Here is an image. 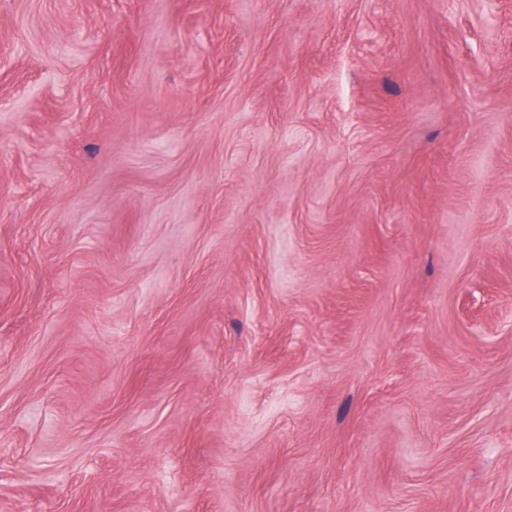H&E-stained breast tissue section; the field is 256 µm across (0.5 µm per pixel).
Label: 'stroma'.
<instances>
[{
  "label": "stroma",
  "mask_w": 512,
  "mask_h": 512,
  "mask_svg": "<svg viewBox=\"0 0 512 512\" xmlns=\"http://www.w3.org/2000/svg\"><path fill=\"white\" fill-rule=\"evenodd\" d=\"M0 512H512V0H0Z\"/></svg>",
  "instance_id": "stroma-1"
}]
</instances>
